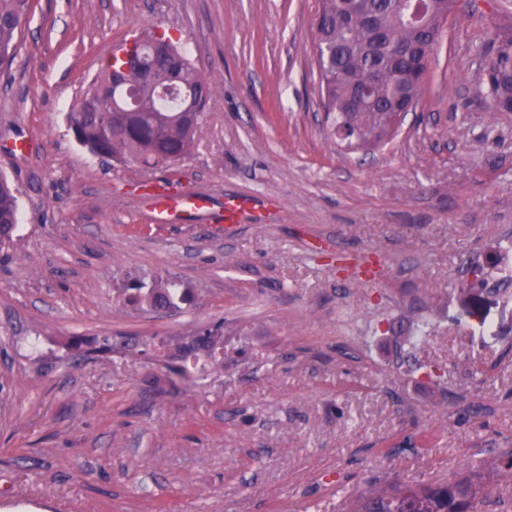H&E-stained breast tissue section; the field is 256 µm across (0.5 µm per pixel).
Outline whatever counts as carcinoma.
<instances>
[{
  "label": "carcinoma",
  "instance_id": "carcinoma-1",
  "mask_svg": "<svg viewBox=\"0 0 512 512\" xmlns=\"http://www.w3.org/2000/svg\"><path fill=\"white\" fill-rule=\"evenodd\" d=\"M428 0H418L405 12L399 0H321L316 18L317 37L312 52L318 64L323 106L334 125L359 131L357 148L372 149L387 140L386 119L421 98L427 58L431 57L453 12L455 0H437L428 22L419 19ZM33 0H0V66L10 65L19 50V35L30 20ZM156 34L146 32L126 54H142L147 67L162 62L149 51ZM488 60L481 86L490 108L500 112L512 103V22H495L486 42ZM123 60L112 56L102 66L69 115L76 140L102 158L154 168L186 157L195 142L167 99L144 96L136 111L129 112L112 87V69ZM182 89L197 95L196 115H201L211 95L188 54H182L179 70ZM365 93L362 107L353 110L348 100L353 91ZM99 108L92 109L91 103ZM17 191L0 177V244L12 239L18 227ZM127 297L133 307L177 308L191 300L187 288L163 280L150 286L136 285ZM220 327L204 329L176 349L170 371L176 380L191 372L220 363ZM67 348L87 355L112 351V337L87 342L74 339ZM499 479L512 481V450L500 453L491 476L479 471L446 482L405 486L378 482L350 505L349 512H485Z\"/></svg>",
  "mask_w": 512,
  "mask_h": 512
}]
</instances>
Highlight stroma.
<instances>
[{"mask_svg": "<svg viewBox=\"0 0 512 512\" xmlns=\"http://www.w3.org/2000/svg\"><path fill=\"white\" fill-rule=\"evenodd\" d=\"M34 5L0 66V174L20 202L0 246V512H341L373 481H445L512 449V305L460 286L473 264L512 271V112L478 93L505 0H457L417 110L368 151L325 117L319 0ZM147 29L212 87L167 167L95 156L69 127ZM158 180L208 215L157 223ZM228 193L251 203L231 228ZM159 278L193 305L126 304ZM218 321L223 368L174 382L162 355ZM102 335L125 348L66 350ZM416 361L444 377L408 375Z\"/></svg>", "mask_w": 512, "mask_h": 512, "instance_id": "1", "label": "stroma"}]
</instances>
